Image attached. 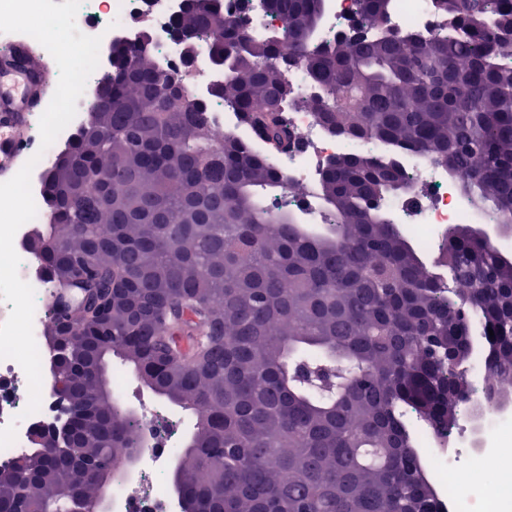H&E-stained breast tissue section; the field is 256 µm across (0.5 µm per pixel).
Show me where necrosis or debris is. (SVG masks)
I'll return each mask as SVG.
<instances>
[{"label":"necrosis or debris","instance_id":"1","mask_svg":"<svg viewBox=\"0 0 512 512\" xmlns=\"http://www.w3.org/2000/svg\"><path fill=\"white\" fill-rule=\"evenodd\" d=\"M181 9L182 0H82L76 26L81 33L101 39L96 72L86 82L75 117L49 147L41 145L39 115H32L30 119L29 151L40 156L31 173L37 215L34 221L24 223L17 230L13 244L20 258L18 274L35 292L34 336L42 335L48 319L46 304L51 283L41 268L39 257L27 250L26 242L35 224L48 221L43 194L46 172L56 152L67 148L75 132L84 125L87 100L97 90L99 75L110 70L112 46L137 42L141 22L149 24L156 60L167 67L181 64L182 47L171 35V24ZM384 25L431 40L442 33L441 22L431 11L429 0H395ZM194 69L190 90L205 101L212 130L224 136L236 135L244 143L250 142L251 136L238 114L210 92L212 85L223 82V71L215 68L204 53L197 57ZM316 92L315 85L298 78V101L288 112L298 146L273 161L276 170L294 189L286 200L291 208L304 206L312 200L322 167L348 146L346 139L330 134L306 107V100ZM397 162L413 187L422 186L429 192L424 200L418 198L410 204L395 200L390 204L394 222L408 225L410 236L424 253L440 249L449 225L494 223L492 214L480 215L469 209L458 193L457 179L449 178L442 164L432 160L421 163L408 156L398 157ZM39 355L43 366L41 405L30 415L25 412L29 389L23 368L15 360L0 359V466L25 454L32 446L34 433L49 425L56 411L58 398L49 370L51 356L44 349ZM137 424L145 442L143 457L133 480L119 488L116 507L118 512H170L167 469L175 451L177 425L150 408L141 411ZM510 430L512 409H480L471 405L448 436H439L429 429L418 431V445L429 451L438 484L448 489L450 512H512V463L497 455L491 446L493 437Z\"/></svg>","mask_w":512,"mask_h":512}]
</instances>
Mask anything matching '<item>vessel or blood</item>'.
Returning a JSON list of instances; mask_svg holds the SVG:
<instances>
[{
	"label": "vessel or blood",
	"instance_id": "obj_1",
	"mask_svg": "<svg viewBox=\"0 0 512 512\" xmlns=\"http://www.w3.org/2000/svg\"><path fill=\"white\" fill-rule=\"evenodd\" d=\"M46 83L45 70L31 63L25 49L0 57V165L21 157Z\"/></svg>",
	"mask_w": 512,
	"mask_h": 512
}]
</instances>
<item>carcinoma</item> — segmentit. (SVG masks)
Listing matches in <instances>:
<instances>
[{
  "instance_id": "obj_1",
  "label": "carcinoma",
  "mask_w": 512,
  "mask_h": 512,
  "mask_svg": "<svg viewBox=\"0 0 512 512\" xmlns=\"http://www.w3.org/2000/svg\"><path fill=\"white\" fill-rule=\"evenodd\" d=\"M278 29L253 34L217 0H185L174 22L207 42L224 69L213 90L240 116L254 151L209 127L202 101L169 95L167 71L127 46L94 94L85 125L46 175L50 222L36 237L69 239L41 261L53 282L120 300L112 347L91 335L55 351L59 397L100 427L71 435L63 411L49 443L0 472V512H80L58 498L71 467L113 466L136 447L114 404H95L80 369L129 357L158 390L176 389L199 417L179 481L195 512H443L407 410L440 435L471 399L457 373L474 353L486 402L512 379V259L454 225L441 252L469 284L450 300L422 251L381 203L405 193L401 167L350 147L320 171L300 221L265 198L288 191L270 159L297 147L288 123L301 69L323 95L308 108L327 130L461 176L473 207L512 229V0H430L444 20L433 42L377 32L394 0H359L353 34L322 39L327 0H265ZM288 43L293 53L283 56ZM341 90L340 97L333 96ZM100 167L112 180L72 201ZM494 336H489L488 330Z\"/></svg>"
}]
</instances>
